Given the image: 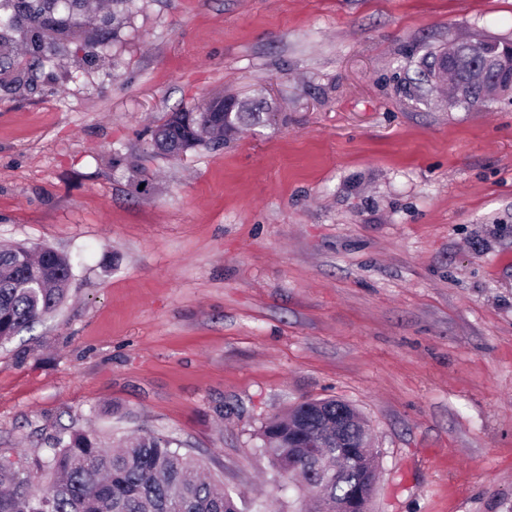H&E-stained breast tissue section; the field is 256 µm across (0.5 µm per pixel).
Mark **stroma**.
<instances>
[{
	"label": "stroma",
	"mask_w": 512,
	"mask_h": 512,
	"mask_svg": "<svg viewBox=\"0 0 512 512\" xmlns=\"http://www.w3.org/2000/svg\"><path fill=\"white\" fill-rule=\"evenodd\" d=\"M512 42V0H139L111 74L0 89V242L72 257L64 303L0 344V458L154 431L242 512H297L268 418L366 419L369 512H512V98L410 84L429 50ZM265 98L222 148L167 113ZM316 405L328 410L332 416H336V421L331 424L332 430L327 435H336V444L341 443L350 424L354 421L353 416L347 412H336V406L343 405L342 401L336 399H314Z\"/></svg>",
	"instance_id": "stroma-1"
}]
</instances>
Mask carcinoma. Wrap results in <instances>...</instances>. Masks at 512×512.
<instances>
[{
	"instance_id": "1",
	"label": "carcinoma",
	"mask_w": 512,
	"mask_h": 512,
	"mask_svg": "<svg viewBox=\"0 0 512 512\" xmlns=\"http://www.w3.org/2000/svg\"><path fill=\"white\" fill-rule=\"evenodd\" d=\"M137 2L111 0L104 9L92 0H0V76L14 71L20 48L29 65L66 79L71 70L60 68L59 56L72 44L74 68L116 69L118 58L105 53L104 46L121 41ZM441 55L431 52L421 58L420 67L432 76L448 77L451 91L466 82L472 60L463 56L439 72ZM263 110L254 104L226 112L218 98L203 112L170 113L151 131L150 143L173 157L200 146L215 149L240 126L261 122ZM72 271L71 258L50 246L0 245V342L54 312L66 298ZM299 419L310 435L327 429L298 404L262 424V451L280 473L302 475L314 506L298 512H322L323 502L334 503L352 491L359 466L337 458L334 448H317L312 457L297 455L288 446V425ZM52 448L48 458L34 462L50 478L45 489L35 487L22 463L0 459V512H241L231 495L201 475L202 465L179 453L166 436L139 434L112 450L96 433L73 427L55 437ZM318 463L332 470L346 466L351 474L337 484L314 482L311 472Z\"/></svg>"
}]
</instances>
